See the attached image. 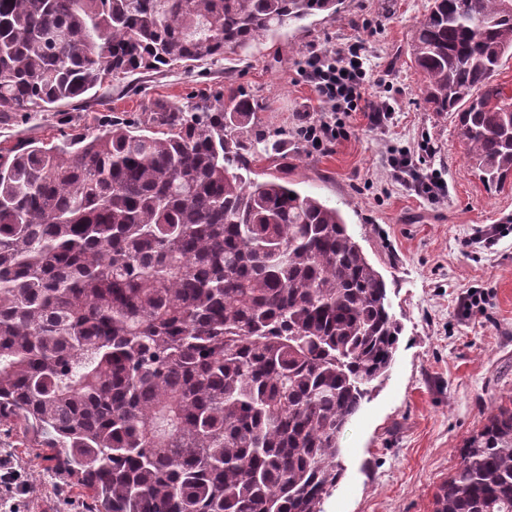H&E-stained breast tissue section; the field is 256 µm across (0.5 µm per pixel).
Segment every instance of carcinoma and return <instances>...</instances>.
<instances>
[{"instance_id":"carcinoma-1","label":"carcinoma","mask_w":512,"mask_h":512,"mask_svg":"<svg viewBox=\"0 0 512 512\" xmlns=\"http://www.w3.org/2000/svg\"><path fill=\"white\" fill-rule=\"evenodd\" d=\"M339 5L0 0V121ZM410 51L425 103L504 184L512 0H433ZM260 109L157 102L136 126L0 153V422L36 430L94 512H323L341 435L394 363L387 283L340 211L251 177ZM461 456L433 512H512V406Z\"/></svg>"}]
</instances>
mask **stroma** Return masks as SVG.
<instances>
[{
	"instance_id": "stroma-1",
	"label": "stroma",
	"mask_w": 512,
	"mask_h": 512,
	"mask_svg": "<svg viewBox=\"0 0 512 512\" xmlns=\"http://www.w3.org/2000/svg\"><path fill=\"white\" fill-rule=\"evenodd\" d=\"M429 7L430 0H342L337 16L310 17L217 61L137 73L97 100L0 123L4 150L24 140L58 144L113 118L132 122L157 101L215 105L236 95L264 102L257 126L269 155L256 166L259 179L286 178L341 211L385 277L403 325L388 377L342 435L344 476L324 512H433L466 439L491 407L512 405V180L487 190L464 155L454 116L423 100L425 78L409 47ZM357 40L370 99L391 105L394 119L374 129L352 113L332 148L312 150L297 135L304 115H319L304 59ZM398 151L425 155L424 169L442 180L444 195L427 200L395 178L387 158ZM471 291L485 303L466 316L458 299ZM32 438L22 425L0 424V454L30 485L21 512H92L75 477L50 450L30 447Z\"/></svg>"
}]
</instances>
